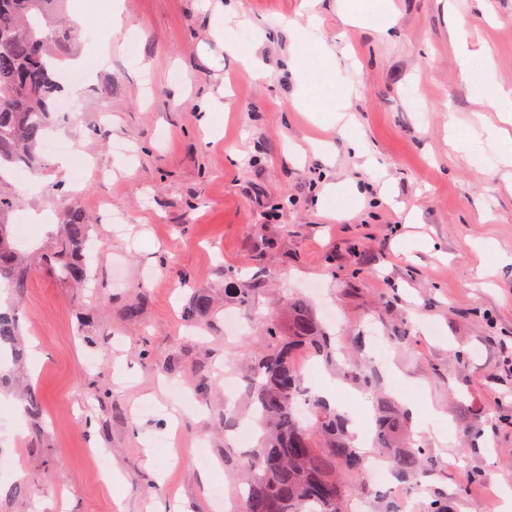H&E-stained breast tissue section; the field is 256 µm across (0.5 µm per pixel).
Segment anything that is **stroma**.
Wrapping results in <instances>:
<instances>
[{
  "mask_svg": "<svg viewBox=\"0 0 512 512\" xmlns=\"http://www.w3.org/2000/svg\"><path fill=\"white\" fill-rule=\"evenodd\" d=\"M111 0H68L76 37L59 62L93 39L77 22ZM241 22L214 35L224 0H122L123 29L93 82L76 86L75 117L52 120L90 165L73 181L58 154L10 179V215L51 210L25 239L22 287L0 288L20 356L0 367V512H225L238 505L252 451L224 429L226 410L249 428L239 373L264 343L262 324L304 298L327 321L337 360L310 359L316 384L336 380V407L374 408L385 392L432 457L428 492L451 512H502L512 488V188L492 148L454 151L462 133L495 122L477 99L436 0H394L383 37L346 22L336 0H241ZM460 0L475 56L512 86V0ZM317 16L356 92L352 125L318 126L291 101L309 81V49L291 25ZM269 70L258 79L238 51ZM368 141L385 167L373 182L348 140ZM294 205L280 221L264 209ZM77 212L90 248V282L61 277L49 257ZM497 253L481 251L482 243ZM251 299L228 290L234 275ZM213 312L199 329L196 295ZM368 370L372 388L349 380ZM39 416L24 413L30 395ZM95 434L82 427L86 415ZM105 461L122 477L98 474ZM208 481H201V472Z\"/></svg>",
  "mask_w": 512,
  "mask_h": 512,
  "instance_id": "stroma-1",
  "label": "stroma"
}]
</instances>
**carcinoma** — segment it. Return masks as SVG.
Segmentation results:
<instances>
[{
    "label": "carcinoma",
    "mask_w": 512,
    "mask_h": 512,
    "mask_svg": "<svg viewBox=\"0 0 512 512\" xmlns=\"http://www.w3.org/2000/svg\"><path fill=\"white\" fill-rule=\"evenodd\" d=\"M63 0H0V163L27 165L46 128V99L53 87V52L65 51L69 33L53 24ZM14 198L0 191V281L15 286L24 277L22 250L6 217ZM70 237L55 260L66 277L84 282L85 263L72 258L84 247L86 225L71 214ZM265 344L247 380L252 414L262 431L259 448L244 467L247 488L242 512H351L354 493L368 494L366 456L353 444L348 420L319 399L301 418L296 401L304 393L300 364L328 357L333 336L302 298L288 303L286 322L266 323ZM373 448L402 478L422 485L430 473L423 448L406 437L403 417L385 396L377 400Z\"/></svg>",
    "instance_id": "1"
}]
</instances>
